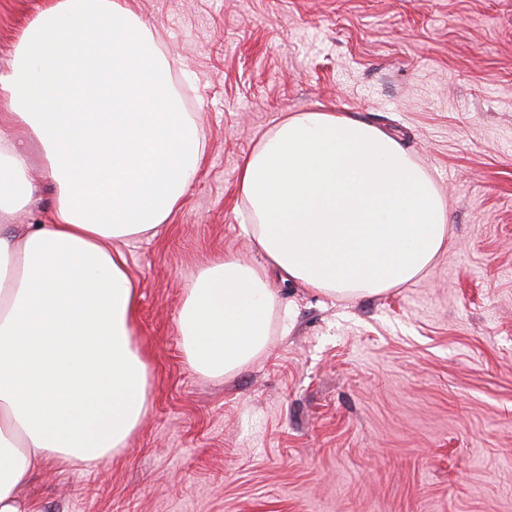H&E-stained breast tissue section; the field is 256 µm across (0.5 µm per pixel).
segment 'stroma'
Masks as SVG:
<instances>
[{"label": "stroma", "mask_w": 512, "mask_h": 512, "mask_svg": "<svg viewBox=\"0 0 512 512\" xmlns=\"http://www.w3.org/2000/svg\"><path fill=\"white\" fill-rule=\"evenodd\" d=\"M48 0H0V69ZM204 135L181 207L119 242L148 411L121 452L42 466L37 512H512V0H133ZM358 117L435 181L449 241L378 295L272 281L266 351L188 365L177 317L242 232L240 170L298 112Z\"/></svg>", "instance_id": "obj_1"}]
</instances>
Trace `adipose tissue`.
<instances>
[{
    "instance_id": "obj_1",
    "label": "adipose tissue",
    "mask_w": 512,
    "mask_h": 512,
    "mask_svg": "<svg viewBox=\"0 0 512 512\" xmlns=\"http://www.w3.org/2000/svg\"><path fill=\"white\" fill-rule=\"evenodd\" d=\"M202 148L130 0H51L23 29L0 72V512H31L19 491L41 463L96 464L137 430L148 407L132 341L139 295L113 243L158 233ZM37 162L55 206L47 222L13 223L37 198ZM239 189L267 270L219 257L186 289L178 330L207 376L264 350L279 304L270 278L379 294L424 271L448 231L431 176L378 128L333 112L278 123Z\"/></svg>"
}]
</instances>
